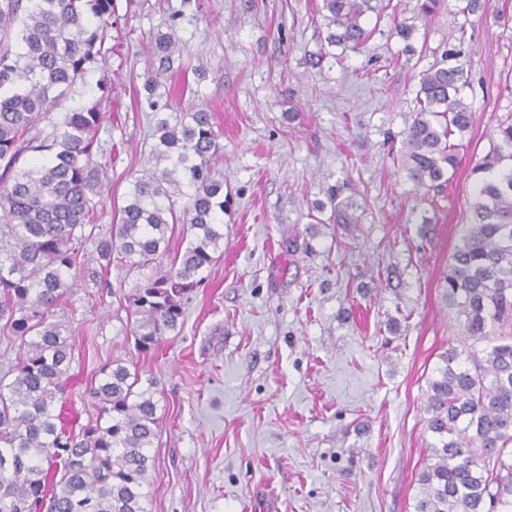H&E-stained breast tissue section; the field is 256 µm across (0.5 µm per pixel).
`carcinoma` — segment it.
<instances>
[{
	"mask_svg": "<svg viewBox=\"0 0 512 512\" xmlns=\"http://www.w3.org/2000/svg\"><path fill=\"white\" fill-rule=\"evenodd\" d=\"M389 7L322 0L324 42L360 50L369 38L363 17L379 20ZM115 10L116 0H0V334L21 341L13 378L0 379V512H36L46 497L48 512H147L143 487L159 427L153 381L142 384L114 359L90 389L99 420L80 438L58 425L73 356L70 323L57 310L73 288L102 283L116 266L137 277L127 309L134 347L148 353L182 327L184 300L224 243V154L203 106L173 123L156 119L154 155L164 167L134 178L109 232L96 224L106 169L101 99L56 120L53 113L112 52ZM183 53L173 34L153 37L148 97ZM468 86L454 48L422 73L402 149V170L416 187L456 170L450 138L471 129ZM472 174L469 224L444 277V300L472 343L442 353L428 380L427 429L436 442L418 475L415 512H512V119L497 125ZM178 224L191 236L186 250L144 274L167 253Z\"/></svg>",
	"mask_w": 512,
	"mask_h": 512,
	"instance_id": "obj_1",
	"label": "carcinoma"
}]
</instances>
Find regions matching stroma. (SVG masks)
Segmentation results:
<instances>
[{"label": "stroma", "mask_w": 512, "mask_h": 512, "mask_svg": "<svg viewBox=\"0 0 512 512\" xmlns=\"http://www.w3.org/2000/svg\"><path fill=\"white\" fill-rule=\"evenodd\" d=\"M320 4L138 0L69 102L98 95L100 80L111 88L99 135L111 155L105 228L132 174L155 166L142 88L154 35L186 45V72L163 80L159 111L206 106L224 151L223 254L179 332L135 350L119 305L135 282L116 268L65 308L67 429L95 420L89 389L104 363L127 360L154 382L149 512H414L433 441L427 380L462 341L442 280L467 222L471 169L512 114V0H491L481 19L461 0L426 18L418 0H391L417 54L389 36L395 19L370 13L365 46L327 57ZM450 45L467 61L473 127L448 183L419 188L397 159L419 74ZM350 197L353 223H330V200Z\"/></svg>", "instance_id": "stroma-1"}]
</instances>
